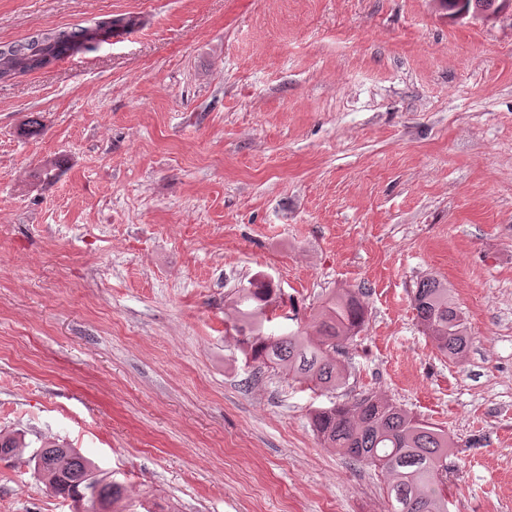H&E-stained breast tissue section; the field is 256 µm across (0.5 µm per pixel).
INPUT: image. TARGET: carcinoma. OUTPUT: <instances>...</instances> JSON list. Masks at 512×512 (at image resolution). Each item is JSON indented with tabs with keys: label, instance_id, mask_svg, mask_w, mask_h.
I'll list each match as a JSON object with an SVG mask.
<instances>
[{
	"label": "carcinoma",
	"instance_id": "carcinoma-1",
	"mask_svg": "<svg viewBox=\"0 0 512 512\" xmlns=\"http://www.w3.org/2000/svg\"><path fill=\"white\" fill-rule=\"evenodd\" d=\"M41 51L61 60L78 49L57 41ZM272 292L271 283L257 280L238 289L233 300L232 329L241 336L246 358L313 391L333 392L343 386L346 371L336 353L365 323V307L356 293L343 288L324 299L311 315L313 338L308 329L279 336L264 333L272 321L267 310ZM413 304L424 333L438 350L452 360L464 359L468 326L448 285L434 277L422 279ZM312 423L326 447L380 470L390 512H448V456L455 444L444 429L373 393L319 408ZM31 461L46 486L71 499L78 512L96 502L107 507L122 496L121 484L99 477L89 459L63 443L41 445Z\"/></svg>",
	"mask_w": 512,
	"mask_h": 512
}]
</instances>
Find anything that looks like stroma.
<instances>
[{
    "instance_id": "stroma-1",
    "label": "stroma",
    "mask_w": 512,
    "mask_h": 512,
    "mask_svg": "<svg viewBox=\"0 0 512 512\" xmlns=\"http://www.w3.org/2000/svg\"><path fill=\"white\" fill-rule=\"evenodd\" d=\"M126 13L140 27L0 80V435L25 443L0 512H74L29 462L48 441L122 485L114 512H387L381 474L311 425L364 392L448 431L450 512H512V17L0 0V44ZM428 276L463 361L417 320ZM255 279L276 334L360 292L346 386L245 361L230 301ZM414 309L424 333L452 360L466 356L468 326L448 285L435 277L422 279L414 292Z\"/></svg>"
}]
</instances>
